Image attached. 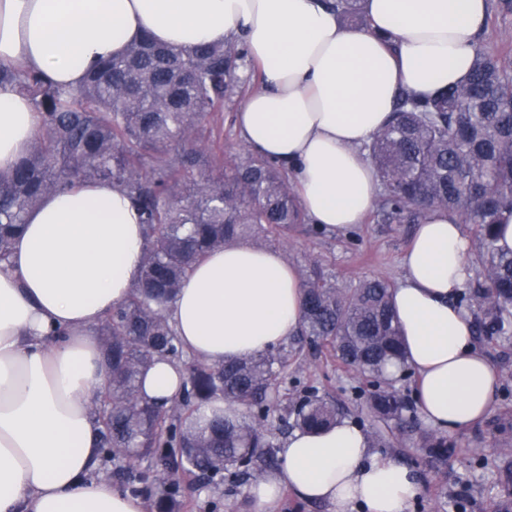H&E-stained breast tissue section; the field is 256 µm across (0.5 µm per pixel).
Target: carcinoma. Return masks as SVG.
Listing matches in <instances>:
<instances>
[{
  "label": "carcinoma",
  "mask_w": 512,
  "mask_h": 512,
  "mask_svg": "<svg viewBox=\"0 0 512 512\" xmlns=\"http://www.w3.org/2000/svg\"><path fill=\"white\" fill-rule=\"evenodd\" d=\"M344 18L367 25L360 0H336ZM497 51L477 49L463 85L434 99L402 90L391 120L367 145L380 190L374 219L417 223L446 210L471 229L475 279L462 299L480 336L512 333V253L497 250L498 214L512 210V36ZM246 53L236 41L178 50L148 38L98 63L83 86L49 85L35 70H0L33 102L38 129L12 177L0 181V262L27 213L41 199L82 183L124 189L145 225L139 282L96 327L112 364V382L93 396L100 460L132 484L126 460L155 459L220 489L256 480L277 466L270 439L271 402L286 428L336 424L339 408L306 385L280 395L288 355L277 350L213 365L187 355L167 310L191 266L224 245L249 239L288 245L308 223L283 166L247 147L224 155V105L246 90ZM302 279L299 335L352 368L358 396L379 424V448L407 443V395L384 367L403 357L391 307V284L379 278L336 283L314 260ZM167 359L184 372L183 392L168 405L139 398L140 377ZM224 401L227 410L213 407ZM416 445L444 461L456 453L438 433ZM497 482L505 499L493 512H512V448L499 449ZM181 484L164 470L153 512H176Z\"/></svg>",
  "instance_id": "obj_1"
}]
</instances>
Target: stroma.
Returning <instances> with one entry per match:
<instances>
[{
	"mask_svg": "<svg viewBox=\"0 0 512 512\" xmlns=\"http://www.w3.org/2000/svg\"><path fill=\"white\" fill-rule=\"evenodd\" d=\"M416 230L412 224H383L366 217L346 234H299L293 247L283 255L298 270H305L308 258L319 261L324 271L343 284L365 277H379L397 283L402 277L403 254ZM476 346L484 352L500 376L491 413L466 430L449 433L458 452L447 462L428 458L419 448L405 445L379 449V456L396 460L414 469L422 492L409 512H490V506L503 494L495 480L497 450L512 445V335L478 337ZM319 379L321 393L343 411L346 420L364 432L376 423L353 392L355 375L319 354H305L290 360L286 387L296 382ZM483 449V463H471L466 451Z\"/></svg>",
	"mask_w": 512,
	"mask_h": 512,
	"instance_id": "35a3bbf8",
	"label": "stroma"
}]
</instances>
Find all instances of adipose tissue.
I'll return each mask as SVG.
<instances>
[{
    "mask_svg": "<svg viewBox=\"0 0 512 512\" xmlns=\"http://www.w3.org/2000/svg\"><path fill=\"white\" fill-rule=\"evenodd\" d=\"M367 25L343 24L326 0H0V68L39 70L63 89L142 34L183 50L242 40L263 85L236 114L242 143L283 163L311 223L341 234L362 223L378 177L364 150L396 96L431 97L469 75L490 0H364ZM37 127L25 95L0 87V178ZM144 227L107 182L46 196L0 271V512H144L141 498L95 475L92 396L112 379L94 325L136 286ZM470 241L447 211L428 212L392 288L415 398L440 431L491 411L499 374L457 303ZM298 270L279 250L230 244L189 272L168 315L188 355L212 364L284 343L301 326ZM182 369L155 361L141 396L168 402ZM334 512H408L412 469L376 454L355 424L295 431L275 472L250 489L274 512L281 487Z\"/></svg>",
    "mask_w": 512,
    "mask_h": 512,
    "instance_id": "obj_1",
    "label": "adipose tissue"
}]
</instances>
